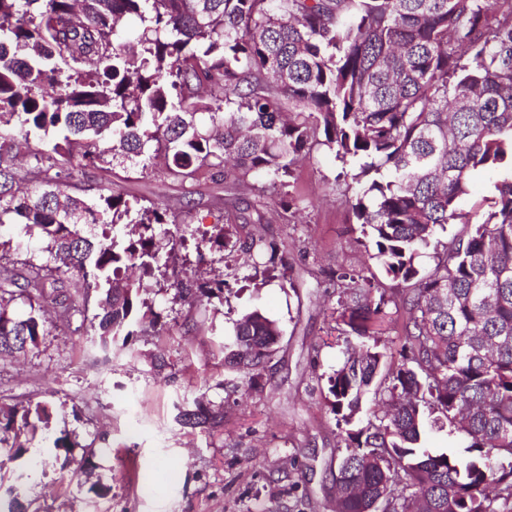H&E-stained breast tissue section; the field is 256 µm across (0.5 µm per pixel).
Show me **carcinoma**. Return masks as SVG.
Instances as JSON below:
<instances>
[{"label": "carcinoma", "instance_id": "obj_1", "mask_svg": "<svg viewBox=\"0 0 512 512\" xmlns=\"http://www.w3.org/2000/svg\"><path fill=\"white\" fill-rule=\"evenodd\" d=\"M319 145L355 185L364 254L332 283L346 347L326 380L344 443L336 512H512V0H0V228L16 231L0 233V356L38 348L46 304L70 322L73 279L97 295L106 352L135 335L155 285L222 304L230 281L253 279L178 271L171 255L192 239L206 262L246 211L262 219L258 202L177 237L158 205L114 188L87 203L72 180L148 154L182 184L274 186ZM481 172L491 195L461 208ZM20 236L41 262L16 258ZM266 254L296 288L262 236L236 237L225 268L243 255L268 275ZM371 261L394 287L366 275ZM392 307L396 362L382 342ZM281 336L261 311L242 315L225 365L253 379ZM365 397L377 409L354 431ZM221 418L200 403L185 424ZM48 423L41 402L0 407V447L20 456L19 436ZM444 428L468 458L421 446Z\"/></svg>", "mask_w": 512, "mask_h": 512}]
</instances>
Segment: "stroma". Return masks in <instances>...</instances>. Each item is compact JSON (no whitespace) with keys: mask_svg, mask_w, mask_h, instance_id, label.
Returning <instances> with one entry per match:
<instances>
[{"mask_svg":"<svg viewBox=\"0 0 512 512\" xmlns=\"http://www.w3.org/2000/svg\"><path fill=\"white\" fill-rule=\"evenodd\" d=\"M340 164L319 147L297 168L289 193L304 201L297 216L267 189L262 228L288 254L296 292L279 281L224 293L209 306L177 299L173 289L148 295L163 331L133 337L104 362L83 316L44 337L20 357H0V406L42 402L50 434L68 433L71 452L35 438L46 469L0 449V497L18 494L29 512H334L332 469L342 453L326 401L325 377L344 358L330 332L336 292L325 282L360 257L348 232L355 219ZM129 198L154 202L191 227L224 221V185H181L163 164L123 163L96 174ZM261 308L283 329L280 349L254 384L224 367V342L237 319ZM223 410L220 427H183L196 401ZM85 460L76 476L67 456Z\"/></svg>","mask_w":512,"mask_h":512,"instance_id":"obj_1","label":"stroma"}]
</instances>
